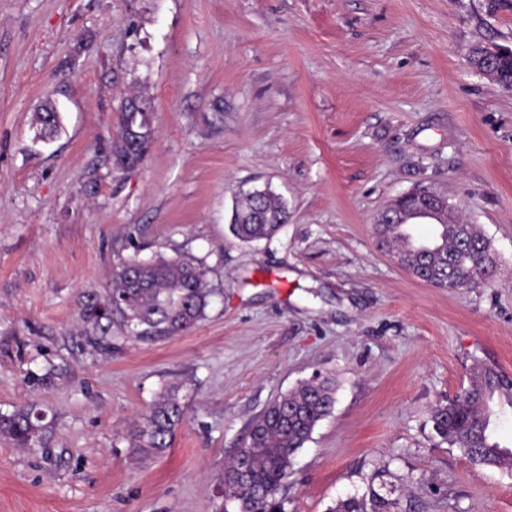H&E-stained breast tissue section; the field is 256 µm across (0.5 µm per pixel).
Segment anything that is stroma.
<instances>
[{
    "label": "stroma",
    "instance_id": "stroma-1",
    "mask_svg": "<svg viewBox=\"0 0 512 512\" xmlns=\"http://www.w3.org/2000/svg\"><path fill=\"white\" fill-rule=\"evenodd\" d=\"M477 44L512 49V0H0V414L40 416L32 445L0 438V512H238L225 463L313 378L336 405L284 512L391 487V512H512V473L430 420L473 362L512 374V90L468 66ZM135 91L156 135L122 170ZM265 187L290 218L240 243L235 196ZM418 187L481 228L494 280L436 288L377 246V214ZM180 253L216 290L196 327L95 345L86 297L130 257ZM173 387L187 416L136 461L130 434ZM37 127L36 138L41 141H50L60 129V114L53 108L44 109L35 115Z\"/></svg>",
    "mask_w": 512,
    "mask_h": 512
}]
</instances>
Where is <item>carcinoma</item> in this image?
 Returning <instances> with one entry per match:
<instances>
[{"mask_svg": "<svg viewBox=\"0 0 512 512\" xmlns=\"http://www.w3.org/2000/svg\"><path fill=\"white\" fill-rule=\"evenodd\" d=\"M493 80L512 89V56L493 62ZM119 130L113 140V164L121 169L140 165L155 138L150 103L129 97L121 103ZM36 138L49 141L60 129V114L44 109L35 115ZM288 206L269 189L239 193L230 230L241 242L269 239L288 223ZM408 215L401 224H377L379 244L399 252L404 267L416 278L436 288L452 284L470 288L489 281L497 261L489 240L472 224H449L437 249L418 243L407 231ZM214 289L201 260L189 254L168 258L158 254L148 261L135 257L112 273L111 287L87 299L83 318L91 326L94 343L112 348V333L140 341H157L180 335L204 317ZM336 403V385L308 381L278 396L251 423L243 461L233 459L224 470V493L239 502V512H282L279 491L288 477L292 459L310 439L317 424ZM512 410V375L479 362L470 368V385L431 415L433 428L449 446L459 449L480 467L512 472V449L493 435V418ZM186 412L178 394L168 391L150 407L132 434L131 445L142 458L158 456L171 447ZM38 415L18 409L0 415V437L26 446L37 437ZM392 500L372 492L350 497L330 512H390Z\"/></svg>", "mask_w": 512, "mask_h": 512, "instance_id": "1", "label": "carcinoma"}]
</instances>
